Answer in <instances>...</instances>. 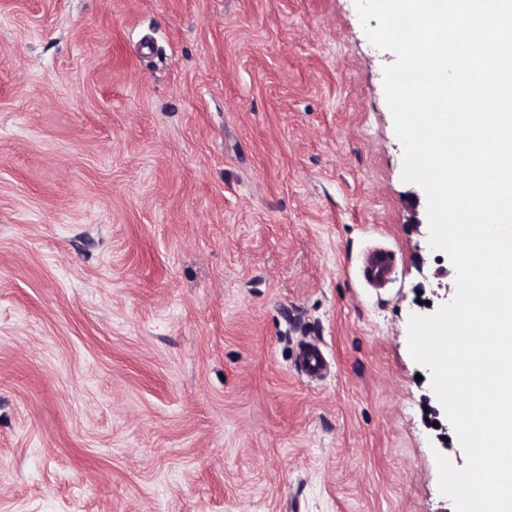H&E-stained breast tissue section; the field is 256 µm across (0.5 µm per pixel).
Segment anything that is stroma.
<instances>
[{"mask_svg":"<svg viewBox=\"0 0 512 512\" xmlns=\"http://www.w3.org/2000/svg\"><path fill=\"white\" fill-rule=\"evenodd\" d=\"M377 25L354 0H0V512H454L434 452L467 458L408 319L456 272ZM307 336L324 381L295 371ZM392 272L393 256L390 250H373L365 258L363 276L366 282L372 283L389 280Z\"/></svg>","mask_w":512,"mask_h":512,"instance_id":"1","label":"stroma"}]
</instances>
